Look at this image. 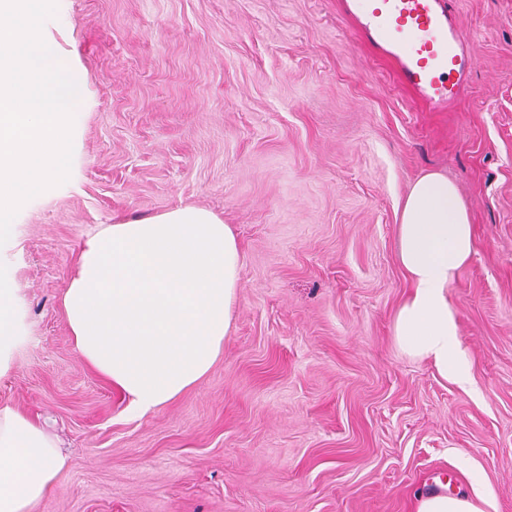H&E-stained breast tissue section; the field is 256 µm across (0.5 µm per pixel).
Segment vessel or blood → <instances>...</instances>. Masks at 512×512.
Segmentation results:
<instances>
[{
    "label": "vessel or blood",
    "instance_id": "b4317fda",
    "mask_svg": "<svg viewBox=\"0 0 512 512\" xmlns=\"http://www.w3.org/2000/svg\"><path fill=\"white\" fill-rule=\"evenodd\" d=\"M345 7L364 38L392 58L403 84L433 108L455 105L475 55L447 0H347Z\"/></svg>",
    "mask_w": 512,
    "mask_h": 512
}]
</instances>
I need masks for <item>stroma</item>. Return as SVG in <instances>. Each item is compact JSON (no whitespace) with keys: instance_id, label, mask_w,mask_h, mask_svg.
<instances>
[{"instance_id":"obj_1","label":"stroma","mask_w":512,"mask_h":512,"mask_svg":"<svg viewBox=\"0 0 512 512\" xmlns=\"http://www.w3.org/2000/svg\"><path fill=\"white\" fill-rule=\"evenodd\" d=\"M453 8L476 65L435 112L339 0H57L71 174L0 246V409L68 457L35 512H416L444 490L512 512V0ZM429 173L474 224L448 288L468 390L393 335L400 210ZM184 206L230 225L242 287L212 369L135 413L74 348L62 297L87 235Z\"/></svg>"}]
</instances>
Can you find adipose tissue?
Returning <instances> with one entry per match:
<instances>
[{
    "label": "adipose tissue",
    "instance_id": "ef3b65f1",
    "mask_svg": "<svg viewBox=\"0 0 512 512\" xmlns=\"http://www.w3.org/2000/svg\"><path fill=\"white\" fill-rule=\"evenodd\" d=\"M410 289L394 320L399 349L459 387L471 383L448 286L475 242L456 186L438 173L409 192L398 226ZM237 239L194 207L109 224L85 240L63 297L85 361L146 413L169 403L219 358L241 286ZM67 460L39 421L0 411V512H34Z\"/></svg>",
    "mask_w": 512,
    "mask_h": 512
}]
</instances>
